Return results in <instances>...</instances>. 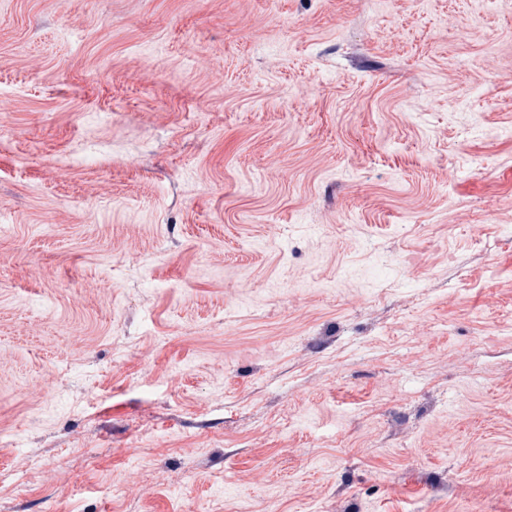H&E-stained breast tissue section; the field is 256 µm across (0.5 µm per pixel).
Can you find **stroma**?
Instances as JSON below:
<instances>
[{
  "label": "stroma",
  "instance_id": "obj_1",
  "mask_svg": "<svg viewBox=\"0 0 512 512\" xmlns=\"http://www.w3.org/2000/svg\"><path fill=\"white\" fill-rule=\"evenodd\" d=\"M0 223V512H512V0H0Z\"/></svg>",
  "mask_w": 512,
  "mask_h": 512
}]
</instances>
